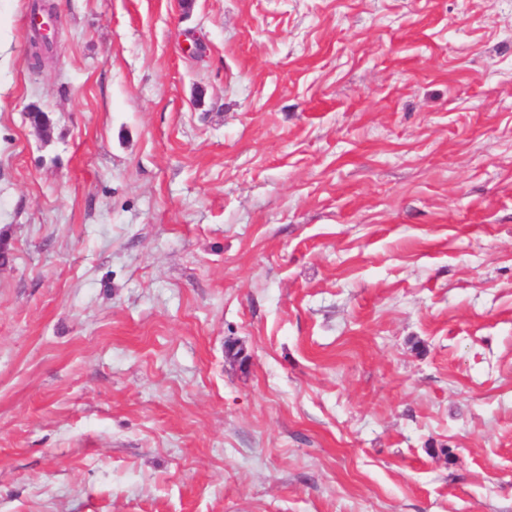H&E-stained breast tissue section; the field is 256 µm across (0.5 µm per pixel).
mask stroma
Returning <instances> with one entry per match:
<instances>
[{
	"label": "stroma",
	"mask_w": 512,
	"mask_h": 512,
	"mask_svg": "<svg viewBox=\"0 0 512 512\" xmlns=\"http://www.w3.org/2000/svg\"><path fill=\"white\" fill-rule=\"evenodd\" d=\"M0 243V512H512V0H0Z\"/></svg>",
	"instance_id": "1"
}]
</instances>
